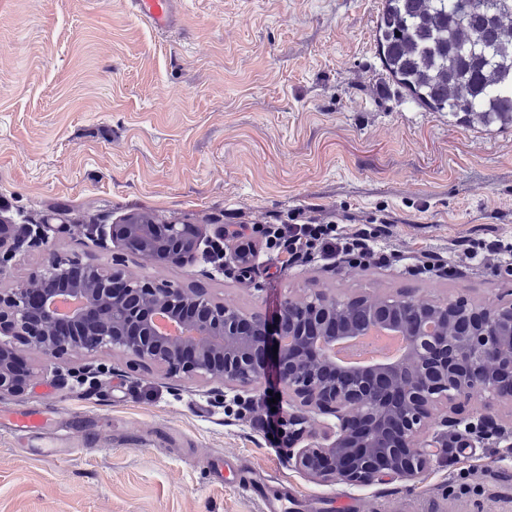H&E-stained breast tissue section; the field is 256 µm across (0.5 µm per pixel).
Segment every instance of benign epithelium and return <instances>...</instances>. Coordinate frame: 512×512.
Returning <instances> with one entry per match:
<instances>
[{"label":"benign epithelium","instance_id":"benign-epithelium-1","mask_svg":"<svg viewBox=\"0 0 512 512\" xmlns=\"http://www.w3.org/2000/svg\"><path fill=\"white\" fill-rule=\"evenodd\" d=\"M104 241L153 264L184 263L198 252L191 224L84 225ZM17 246L14 224H0V266ZM164 315L191 331L157 330ZM384 325L408 337L404 358L377 368L344 369L323 345ZM0 334L53 358L119 352L171 377L217 381L228 390L257 386L270 357L288 391V459L321 482L350 487L386 479L415 481L447 453L448 428L478 438L499 424L457 413L481 394L512 414V298L493 307L463 300L326 292L287 296L274 321L189 289L129 279L119 269L52 257L44 271L0 287ZM278 351H273V346ZM31 371L16 347L0 344V397L19 395Z\"/></svg>","mask_w":512,"mask_h":512}]
</instances>
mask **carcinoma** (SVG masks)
Instances as JSON below:
<instances>
[{
	"mask_svg": "<svg viewBox=\"0 0 512 512\" xmlns=\"http://www.w3.org/2000/svg\"><path fill=\"white\" fill-rule=\"evenodd\" d=\"M386 70L418 105L512 127V0H385Z\"/></svg>",
	"mask_w": 512,
	"mask_h": 512,
	"instance_id": "1",
	"label": "carcinoma"
}]
</instances>
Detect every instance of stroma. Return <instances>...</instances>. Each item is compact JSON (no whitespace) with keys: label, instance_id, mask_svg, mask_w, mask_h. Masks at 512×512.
<instances>
[{"label":"stroma","instance_id":"35a3bbf8","mask_svg":"<svg viewBox=\"0 0 512 512\" xmlns=\"http://www.w3.org/2000/svg\"><path fill=\"white\" fill-rule=\"evenodd\" d=\"M382 0H180L166 34L121 0H0V218L20 225L0 286L48 256L194 288L274 318L285 296L406 295L494 305L512 288L496 257L512 242V127L467 126L416 105L383 68ZM149 215L194 224L222 260L152 264L78 226ZM306 215L387 225V267L315 259L282 267L266 225ZM242 238H219L225 224ZM253 247L247 265L232 255ZM33 372L0 397V512H512V431L448 432V453L416 482L367 487L306 477L285 454L288 399L269 385L244 402L217 383L167 377L112 351L60 361L26 350ZM277 401H270V394ZM274 421H267L269 408ZM38 412L68 454L8 428ZM260 483L244 494V481Z\"/></svg>","mask_w":512,"mask_h":512}]
</instances>
